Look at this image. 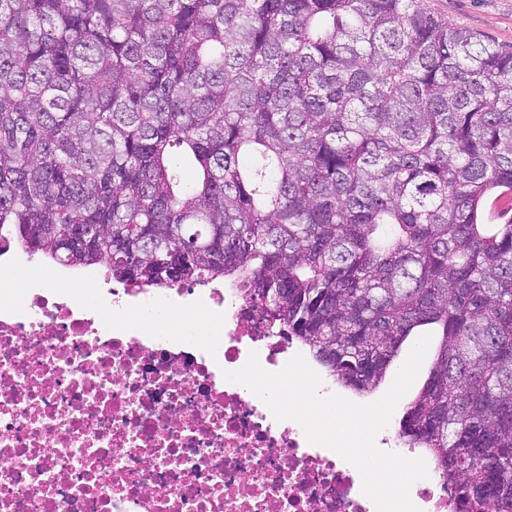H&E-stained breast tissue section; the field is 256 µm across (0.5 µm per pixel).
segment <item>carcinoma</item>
Wrapping results in <instances>:
<instances>
[{"mask_svg": "<svg viewBox=\"0 0 512 512\" xmlns=\"http://www.w3.org/2000/svg\"><path fill=\"white\" fill-rule=\"evenodd\" d=\"M416 0H0V236L224 281L337 384L436 325L397 432L512 512V52Z\"/></svg>", "mask_w": 512, "mask_h": 512, "instance_id": "1", "label": "carcinoma"}]
</instances>
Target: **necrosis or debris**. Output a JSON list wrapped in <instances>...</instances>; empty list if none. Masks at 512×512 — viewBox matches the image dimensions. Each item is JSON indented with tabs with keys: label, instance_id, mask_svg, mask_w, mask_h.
Listing matches in <instances>:
<instances>
[{
	"label": "necrosis or debris",
	"instance_id": "4bbe7bcc",
	"mask_svg": "<svg viewBox=\"0 0 512 512\" xmlns=\"http://www.w3.org/2000/svg\"><path fill=\"white\" fill-rule=\"evenodd\" d=\"M5 293L0 512H376L355 465L225 379L250 352L272 373L297 353L237 288L206 295L215 336L183 332L190 288L157 331L114 315L145 288Z\"/></svg>",
	"mask_w": 512,
	"mask_h": 512
}]
</instances>
